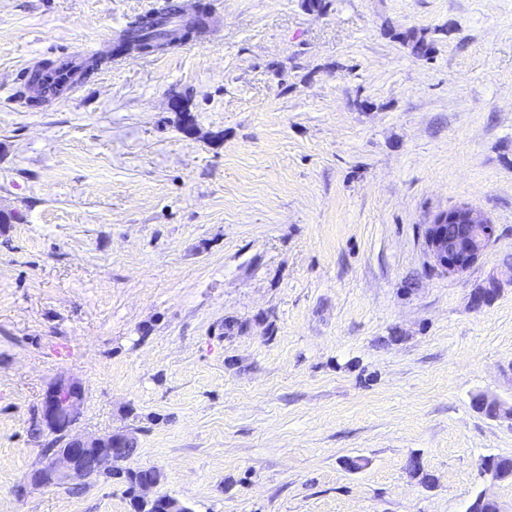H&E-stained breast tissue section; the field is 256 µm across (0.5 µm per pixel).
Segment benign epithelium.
<instances>
[{"label": "benign epithelium", "instance_id": "obj_1", "mask_svg": "<svg viewBox=\"0 0 512 512\" xmlns=\"http://www.w3.org/2000/svg\"><path fill=\"white\" fill-rule=\"evenodd\" d=\"M425 238L435 265L448 275H461L496 241V226L472 207L460 205L426 225ZM83 399L82 386L73 382H58L46 391L33 423L58 443L49 451L48 462L31 473L32 483L86 487L125 458L126 448L133 444L125 435L86 439L73 433ZM156 486L155 479L142 481L136 488L139 500L154 512H179L176 499L153 493Z\"/></svg>", "mask_w": 512, "mask_h": 512}]
</instances>
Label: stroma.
<instances>
[{"mask_svg":"<svg viewBox=\"0 0 512 512\" xmlns=\"http://www.w3.org/2000/svg\"><path fill=\"white\" fill-rule=\"evenodd\" d=\"M179 2L207 33L115 63L165 0H0V512H133L119 478L29 484L60 381L192 512H512L479 473L512 421L474 405L512 407V0ZM78 50L33 103L21 72ZM459 204L497 239L450 276L424 231ZM397 38L404 44L409 45L414 55L420 58H428L433 54V42L427 40L425 32L410 29L397 34ZM88 55L85 52L68 54L63 57L69 65L70 70H65L57 75L54 80L40 84L37 91L44 98L52 100L60 93L62 88H68L71 94L80 90L83 86L80 80L79 68Z\"/></svg>","mask_w":512,"mask_h":512,"instance_id":"35a3bbf8","label":"stroma"}]
</instances>
